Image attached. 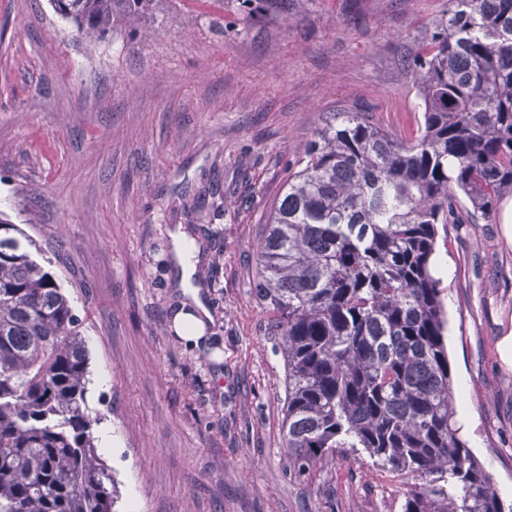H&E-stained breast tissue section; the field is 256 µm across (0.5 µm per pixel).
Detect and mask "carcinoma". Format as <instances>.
Instances as JSON below:
<instances>
[{"label": "carcinoma", "mask_w": 512, "mask_h": 512, "mask_svg": "<svg viewBox=\"0 0 512 512\" xmlns=\"http://www.w3.org/2000/svg\"><path fill=\"white\" fill-rule=\"evenodd\" d=\"M153 0H50L100 38ZM413 59L411 139L345 112L274 199L255 290L282 346L288 464L361 448L409 483L401 512H503L455 419L439 231L512 194V0H448ZM37 243L0 219V512H113L81 323ZM453 487L445 492L441 483Z\"/></svg>", "instance_id": "carcinoma-1"}]
</instances>
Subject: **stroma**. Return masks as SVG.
I'll return each mask as SVG.
<instances>
[{
  "mask_svg": "<svg viewBox=\"0 0 512 512\" xmlns=\"http://www.w3.org/2000/svg\"><path fill=\"white\" fill-rule=\"evenodd\" d=\"M448 0H154L81 39L49 0H0V217L41 247L89 351L87 399L117 512H401L365 451L302 476L282 432L284 361L254 288L288 164L341 112L399 137L422 120L408 66ZM502 215L434 255L460 436L512 505V245ZM197 241L212 320L173 327L171 235ZM173 325L176 333L188 347L198 348L200 343H204L205 323L194 308L186 309L181 305L173 316Z\"/></svg>",
  "mask_w": 512,
  "mask_h": 512,
  "instance_id": "obj_1",
  "label": "stroma"
}]
</instances>
